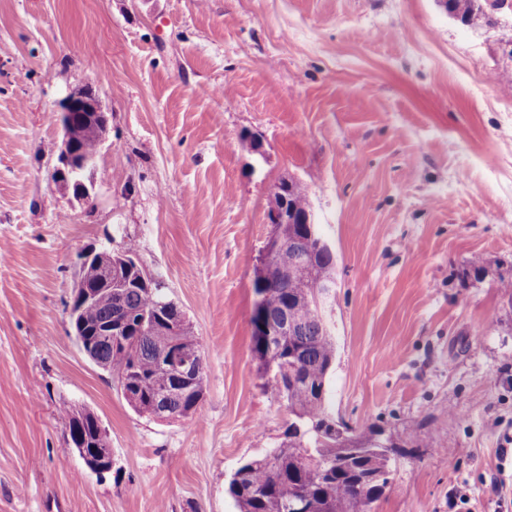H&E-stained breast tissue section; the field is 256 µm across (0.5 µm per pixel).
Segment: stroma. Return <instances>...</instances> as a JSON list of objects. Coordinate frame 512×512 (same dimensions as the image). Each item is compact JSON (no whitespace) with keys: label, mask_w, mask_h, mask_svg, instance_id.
I'll return each instance as SVG.
<instances>
[{"label":"stroma","mask_w":512,"mask_h":512,"mask_svg":"<svg viewBox=\"0 0 512 512\" xmlns=\"http://www.w3.org/2000/svg\"><path fill=\"white\" fill-rule=\"evenodd\" d=\"M87 85L88 204L52 119ZM285 180L336 257L330 409L399 446L371 512H512V9L444 0H0V512H237L232 473L288 428L251 325ZM130 242L199 340L191 417L135 412L73 335L82 255ZM97 441L98 450L97 458L95 460L91 456L87 455L84 450H81L78 454L82 456L87 465L96 470L106 471L108 468L112 467V450L110 448L107 435L103 429L98 433Z\"/></svg>","instance_id":"1"}]
</instances>
